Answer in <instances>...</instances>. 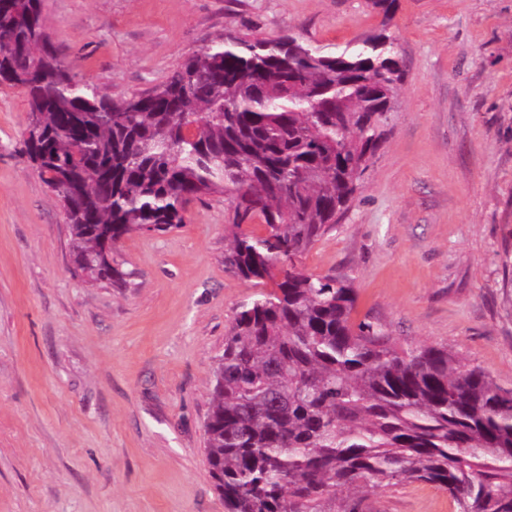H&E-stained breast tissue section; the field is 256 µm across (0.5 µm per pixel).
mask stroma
Listing matches in <instances>:
<instances>
[{"label": "stroma", "mask_w": 512, "mask_h": 512, "mask_svg": "<svg viewBox=\"0 0 512 512\" xmlns=\"http://www.w3.org/2000/svg\"><path fill=\"white\" fill-rule=\"evenodd\" d=\"M65 62L115 100L227 33L342 48L386 29L404 61L389 131L332 232L301 260L352 278L355 317L448 348L512 387V0H43ZM0 86V512H225L206 462L213 371L256 284L224 265L223 195L135 233L122 284L76 270L58 196ZM371 512H455L442 490Z\"/></svg>", "instance_id": "1"}]
</instances>
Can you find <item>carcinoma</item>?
<instances>
[{
    "instance_id": "1",
    "label": "carcinoma",
    "mask_w": 512,
    "mask_h": 512,
    "mask_svg": "<svg viewBox=\"0 0 512 512\" xmlns=\"http://www.w3.org/2000/svg\"><path fill=\"white\" fill-rule=\"evenodd\" d=\"M402 76L384 28L342 51L226 34L112 100L58 56L43 0H0V85L26 97L25 153L76 268L122 282L115 244L222 194L224 265L274 283L240 305L213 372L206 456L226 512H369L372 493L413 483L455 512H512V388L355 322L348 277L297 265L352 199Z\"/></svg>"
}]
</instances>
